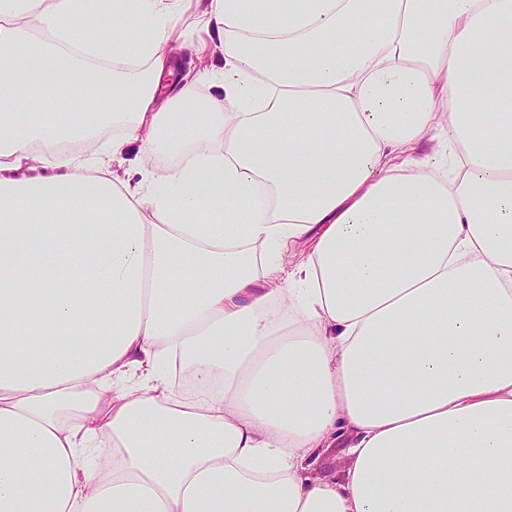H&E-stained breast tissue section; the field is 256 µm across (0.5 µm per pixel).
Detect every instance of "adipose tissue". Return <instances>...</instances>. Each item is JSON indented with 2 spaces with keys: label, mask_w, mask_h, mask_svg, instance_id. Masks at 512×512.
<instances>
[{
  "label": "adipose tissue",
  "mask_w": 512,
  "mask_h": 512,
  "mask_svg": "<svg viewBox=\"0 0 512 512\" xmlns=\"http://www.w3.org/2000/svg\"><path fill=\"white\" fill-rule=\"evenodd\" d=\"M182 2L0 0V512H512V0ZM208 4V0H193L192 8L175 19L173 44L178 50L173 54L180 62V81L192 80L205 69L212 71L224 68V48L220 45L216 30L209 38L194 24L197 15L208 9ZM202 43L205 44V51L200 50ZM340 447L337 443L332 448H324L313 462L311 472L327 480L338 478L348 465L347 448Z\"/></svg>",
  "instance_id": "obj_1"
}]
</instances>
